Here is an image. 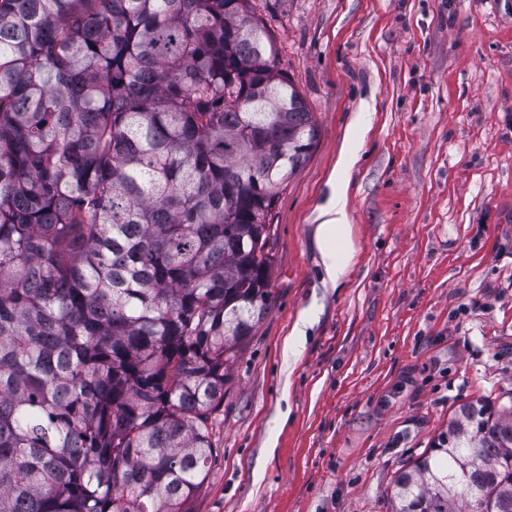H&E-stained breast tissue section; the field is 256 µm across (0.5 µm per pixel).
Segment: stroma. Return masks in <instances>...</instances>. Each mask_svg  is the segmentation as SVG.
<instances>
[{
    "mask_svg": "<svg viewBox=\"0 0 512 512\" xmlns=\"http://www.w3.org/2000/svg\"><path fill=\"white\" fill-rule=\"evenodd\" d=\"M319 130L192 512H391L459 406L512 411V0H252ZM351 255L316 216L343 149ZM304 334L292 338L295 324ZM349 254L345 250H334L332 247L325 248L323 252V264L327 281L332 285H337L345 273L348 265Z\"/></svg>",
    "mask_w": 512,
    "mask_h": 512,
    "instance_id": "35a3bbf8",
    "label": "stroma"
}]
</instances>
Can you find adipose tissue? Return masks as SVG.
Here are the masks:
<instances>
[{"mask_svg": "<svg viewBox=\"0 0 512 512\" xmlns=\"http://www.w3.org/2000/svg\"><path fill=\"white\" fill-rule=\"evenodd\" d=\"M358 156L355 151L344 150L337 162L336 177L332 181V193L320 207V224L316 228L317 237L325 243L323 264L330 284H338L348 265L349 254L341 249H332V242L346 239L350 229L346 209L348 173L355 165Z\"/></svg>", "mask_w": 512, "mask_h": 512, "instance_id": "1", "label": "adipose tissue"}]
</instances>
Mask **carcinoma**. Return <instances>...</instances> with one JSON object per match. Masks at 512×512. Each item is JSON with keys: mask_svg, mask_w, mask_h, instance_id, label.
I'll use <instances>...</instances> for the list:
<instances>
[{"mask_svg": "<svg viewBox=\"0 0 512 512\" xmlns=\"http://www.w3.org/2000/svg\"><path fill=\"white\" fill-rule=\"evenodd\" d=\"M250 0H0V512H191L317 139ZM512 512L459 407L394 512Z\"/></svg>", "mask_w": 512, "mask_h": 512, "instance_id": "carcinoma-1", "label": "carcinoma"}]
</instances>
